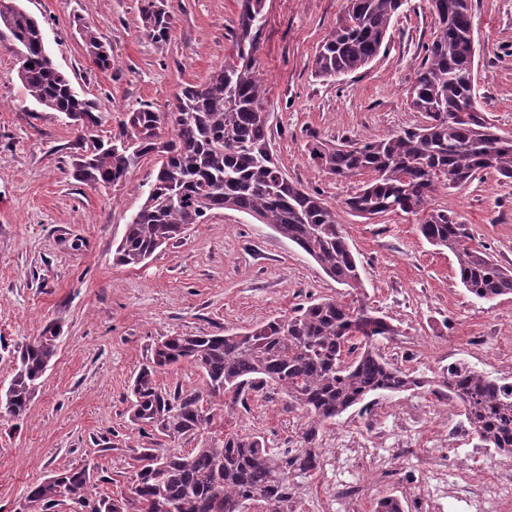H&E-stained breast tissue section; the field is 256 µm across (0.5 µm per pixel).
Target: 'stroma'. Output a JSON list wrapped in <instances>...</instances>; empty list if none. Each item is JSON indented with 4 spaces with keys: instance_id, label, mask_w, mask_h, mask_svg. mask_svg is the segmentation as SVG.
Masks as SVG:
<instances>
[{
    "instance_id": "35a3bbf8",
    "label": "stroma",
    "mask_w": 512,
    "mask_h": 512,
    "mask_svg": "<svg viewBox=\"0 0 512 512\" xmlns=\"http://www.w3.org/2000/svg\"><path fill=\"white\" fill-rule=\"evenodd\" d=\"M43 24L47 50L79 95L96 101L118 130L124 112L165 110L188 84L202 82L233 50L241 0H167L174 24L167 42L143 32L139 0H21ZM347 0H265L258 71L267 87L271 147L290 180L337 211L361 263L367 303L399 334L384 343L387 358L415 375L436 378L463 363L492 377L512 374V295L485 302L460 283L448 250L421 236L414 216L363 220L342 206L362 177L339 181L310 158L320 141L378 139L418 124L407 90L432 41L428 0H408L387 33L384 53L335 80L313 70L317 47L343 15ZM478 32L477 99L488 120L512 135V0H472ZM96 28L112 47L111 69L99 70L72 25ZM16 55L0 46V385H8L18 346L61 327L57 353L27 415L0 416V512H20L30 486L84 464L97 476L96 494H127L134 459L163 437L142 432L128 417L130 386L155 343L177 334L248 330L291 312L311 296L345 298L300 248L268 225L231 210L189 225L152 259L114 263L115 247L154 177L144 158L125 183L102 192L77 182L72 163L82 152L76 128L35 107L16 77ZM435 203L468 224L478 242L512 267V183L490 173L462 190L441 191ZM400 401L377 396L371 413L352 410L328 427L367 439L377 413ZM442 438L421 440L395 469L369 483L361 512L379 498L402 500L418 512L420 462L469 481L483 455L459 425L457 409L438 403ZM226 428L265 436L291 448L304 421L283 395L256 394L247 409L225 413ZM364 480L360 467H322L300 480L297 512H344L336 481Z\"/></svg>"
}]
</instances>
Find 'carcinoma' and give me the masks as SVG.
<instances>
[{"instance_id": "1", "label": "carcinoma", "mask_w": 512, "mask_h": 512, "mask_svg": "<svg viewBox=\"0 0 512 512\" xmlns=\"http://www.w3.org/2000/svg\"><path fill=\"white\" fill-rule=\"evenodd\" d=\"M407 0H348L345 15L319 46L314 72L320 78L351 74L386 50L392 18ZM436 32L409 89L410 104L423 123L384 138L329 149L310 148L311 160L336 178L364 174L356 193L344 200L353 215L369 220L392 213L417 217L431 245L453 254L460 281L479 300L512 295V270L496 261L468 228L445 208L434 206L441 189H458L483 173L512 181V136L500 134L477 105L472 0H429ZM263 0H242L234 51L224 65L175 95L167 110L149 104L127 113L119 134L89 133L74 166L75 180L98 190L125 181L131 169L154 156L156 173L145 200L126 225L115 261L137 266L159 248L201 224L208 213L232 210L250 215L294 243L336 281L363 290L360 266L336 211L288 179L268 138L266 87L256 70ZM143 29L154 42L167 41L173 16L165 0H140ZM93 63L112 68V48L97 29L74 20ZM0 26L12 50L25 58L17 78L38 107L102 126L96 103L79 97L45 48L41 23L21 5H0ZM171 136H161L164 128ZM60 329L50 325L21 347L5 394L4 409L23 418L54 359ZM398 328L378 316L362 297L345 302L315 298L249 331L166 336L151 362L136 375L129 419L171 441L197 439L188 456L145 448L135 457L130 495L93 494L86 466L68 469L51 482L30 487L21 512H51L70 501L79 512H244L259 499L271 512L288 508L297 479L321 469L325 428L379 393L427 389L455 403L480 444L512 456V387L465 364H451L437 380L416 377L389 361L380 342ZM203 373L201 390L161 388L159 373L179 363ZM272 388L288 397V409L302 412L299 446L268 447L265 437L214 431L219 408L247 403L252 392Z\"/></svg>"}]
</instances>
